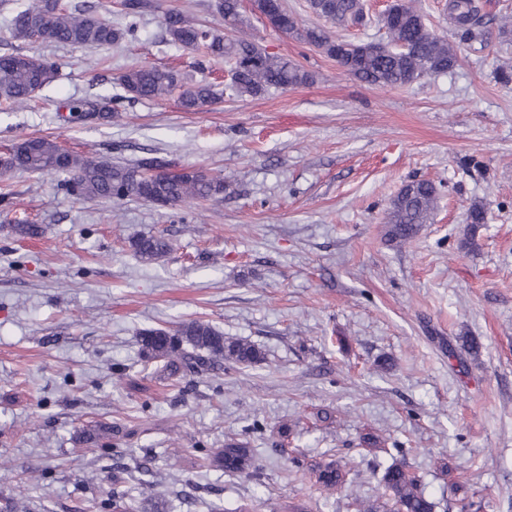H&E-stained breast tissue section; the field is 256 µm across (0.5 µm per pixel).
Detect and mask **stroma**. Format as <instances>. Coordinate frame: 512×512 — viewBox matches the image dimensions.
<instances>
[{
    "label": "stroma",
    "mask_w": 512,
    "mask_h": 512,
    "mask_svg": "<svg viewBox=\"0 0 512 512\" xmlns=\"http://www.w3.org/2000/svg\"><path fill=\"white\" fill-rule=\"evenodd\" d=\"M217 0H150L138 38L93 52L12 38L0 55L57 67L30 100L0 105V144L48 137L123 163L148 156L224 180V198L158 208L82 199L58 178L0 174V512H84L106 494L164 512H355L375 469L397 460L436 512H512V34L460 41L447 0H415L457 55L447 73L370 85L249 0L228 28ZM226 29L300 65L307 83L184 111L127 99L105 124L65 123V98L120 93L144 63L201 79L195 52L168 45L164 17ZM439 197L405 244L387 209L413 180ZM485 222L470 226L473 204ZM38 225L32 238L17 220ZM172 249L145 261L132 237ZM203 320L255 345L260 363L168 376L139 332ZM111 426L106 447L85 431ZM246 443L254 475L206 456ZM149 457L147 470L138 462ZM336 460L345 490L324 497L297 464Z\"/></svg>",
    "instance_id": "obj_1"
}]
</instances>
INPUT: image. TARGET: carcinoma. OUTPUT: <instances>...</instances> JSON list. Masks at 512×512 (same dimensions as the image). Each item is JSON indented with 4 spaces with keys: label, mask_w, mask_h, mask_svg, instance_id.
<instances>
[{
    "label": "carcinoma",
    "mask_w": 512,
    "mask_h": 512,
    "mask_svg": "<svg viewBox=\"0 0 512 512\" xmlns=\"http://www.w3.org/2000/svg\"><path fill=\"white\" fill-rule=\"evenodd\" d=\"M317 16L338 27L355 26L363 22L360 0H308ZM465 19L473 20L468 28H459L462 40L480 37L477 29L481 15L476 0H452ZM149 0H125L121 4L120 20L112 22L88 10L64 8L54 0H25L10 23L11 36L16 40H49L60 44L82 46L91 50L106 49L138 37V19ZM238 0H221L219 11L224 22L233 25L239 20ZM282 26L292 34L300 32L302 39L332 57L338 44L328 30L320 26L298 28L296 18L283 10ZM386 28L387 51L369 53L364 44L341 41L351 63V75L371 85L404 87L425 75L446 73L456 63V54L447 41L438 37L428 26L424 15L409 4L382 20ZM165 39L179 48L200 53L203 61L224 62L234 72L230 85L232 94L260 96L271 88L286 89L308 82L310 75L288 59L268 54L257 44L245 39L228 38L217 29L189 21L180 12L165 17ZM54 65L28 54L0 55V99L18 101L34 97L52 78ZM119 85L134 99H163L180 90L179 105L195 111L218 100L213 82L186 83L173 68L144 64L130 68L119 77ZM122 95L102 99L60 101L59 108L68 112L72 122L86 120L89 112L108 120L118 111ZM144 166L162 168L166 175L152 181L134 179L137 169ZM62 176L58 186L65 192L85 199H140L152 204L175 206L185 200H213L224 195V180L202 169L191 172L178 167L164 157H147L135 164H122L106 156H85L77 152H61V146L45 137L28 138L4 148L0 155L3 173H44L48 168ZM438 191L427 180H414L391 203L388 223L389 238L406 240L415 236L427 223L434 210ZM134 253L144 261L164 257L170 251L169 242L155 235H142L131 242ZM141 346L149 360L159 359L169 370L192 369L197 365L217 366L225 360L250 366L261 361V351L253 345L224 337L204 321L185 322L170 333L162 328L146 327L141 331ZM216 462L228 473L248 474L254 468L251 450L243 445L229 446L216 457ZM312 472L316 482L327 489H339L347 484L348 471L338 462L318 463ZM385 501L359 506L357 512H435L437 503L425 495L419 479L404 466L393 462L381 476Z\"/></svg>",
    "instance_id": "1"
}]
</instances>
